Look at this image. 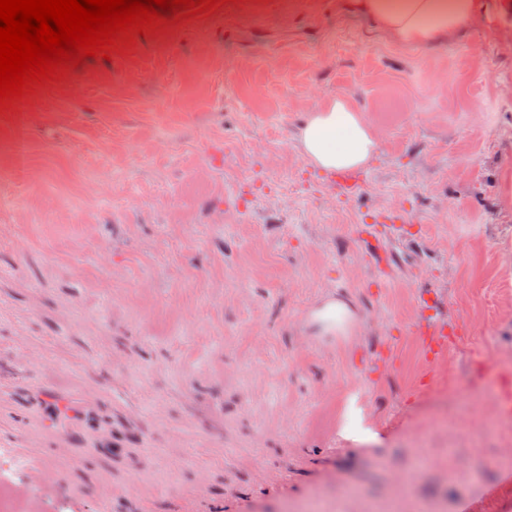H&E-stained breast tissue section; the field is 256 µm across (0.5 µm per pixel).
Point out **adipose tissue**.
<instances>
[{"mask_svg":"<svg viewBox=\"0 0 512 512\" xmlns=\"http://www.w3.org/2000/svg\"><path fill=\"white\" fill-rule=\"evenodd\" d=\"M354 7L392 39L426 45L469 29L486 0H354ZM297 139L305 158L330 173L362 168L379 149L361 113L341 97L316 108L299 128Z\"/></svg>","mask_w":512,"mask_h":512,"instance_id":"obj_1","label":"adipose tissue"}]
</instances>
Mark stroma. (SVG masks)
<instances>
[{"label": "stroma", "instance_id": "obj_1", "mask_svg": "<svg viewBox=\"0 0 512 512\" xmlns=\"http://www.w3.org/2000/svg\"><path fill=\"white\" fill-rule=\"evenodd\" d=\"M347 3L226 0L0 112L23 512H512V15L414 46ZM336 96L379 141L349 198L296 140ZM325 331L344 330L353 320V312L343 299H331L312 314ZM342 429L343 432L358 441L374 439V434L362 425V421L358 416V410L353 403H349L345 408Z\"/></svg>", "mask_w": 512, "mask_h": 512}]
</instances>
